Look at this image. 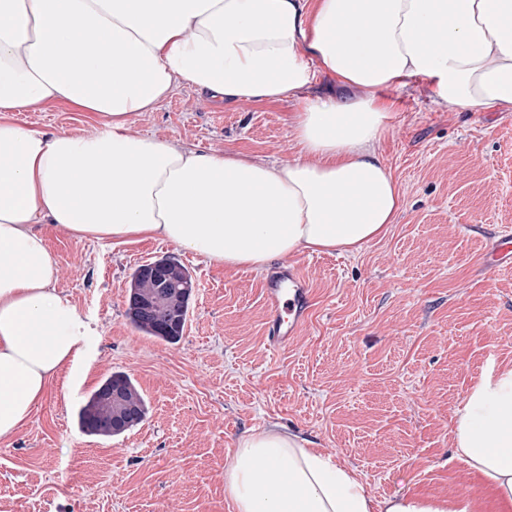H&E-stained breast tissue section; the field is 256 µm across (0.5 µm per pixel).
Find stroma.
<instances>
[{
	"mask_svg": "<svg viewBox=\"0 0 512 512\" xmlns=\"http://www.w3.org/2000/svg\"><path fill=\"white\" fill-rule=\"evenodd\" d=\"M378 147L404 207L356 252L295 263L313 306L288 348L272 351L265 272L206 263L170 242L102 245L45 225L58 288L92 329L75 376L60 375L28 422L0 442V512H235L224 471L245 431L276 425L354 468L376 500L418 495L496 512L482 481L452 457L454 413L490 369L512 368V268H488L494 233L512 227V112H449L413 81ZM287 103H224L178 84L133 133L261 163L298 158ZM43 132L84 135L90 113L21 112ZM171 256L194 288L182 339L126 317L130 275ZM268 269V270H269ZM129 374L146 419L108 440L83 434L82 405Z\"/></svg>",
	"mask_w": 512,
	"mask_h": 512,
	"instance_id": "1",
	"label": "stroma"
}]
</instances>
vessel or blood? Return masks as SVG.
Returning <instances> with one entry per match:
<instances>
[{
	"label": "vessel or blood",
	"instance_id": "obj_1",
	"mask_svg": "<svg viewBox=\"0 0 512 512\" xmlns=\"http://www.w3.org/2000/svg\"><path fill=\"white\" fill-rule=\"evenodd\" d=\"M489 254V266L512 265L511 229L496 235ZM264 299L271 312L266 323L270 346H288L306 324L312 308L311 291L298 268L288 266L270 275L265 281Z\"/></svg>",
	"mask_w": 512,
	"mask_h": 512
}]
</instances>
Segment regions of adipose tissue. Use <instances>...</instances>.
<instances>
[{
	"label": "adipose tissue",
	"mask_w": 512,
	"mask_h": 512,
	"mask_svg": "<svg viewBox=\"0 0 512 512\" xmlns=\"http://www.w3.org/2000/svg\"><path fill=\"white\" fill-rule=\"evenodd\" d=\"M338 85L325 92L321 80ZM420 80L451 112L512 110V0H0V441L75 371L91 334L57 288L42 224L81 240L170 241L208 263L263 269L300 251H356L403 207L375 147ZM228 102L294 104L285 165L129 130L178 82ZM63 104L93 134L30 130ZM452 455L512 512V368L455 413ZM236 512H448L378 502L356 470L297 434L243 435L224 472Z\"/></svg>",
	"instance_id": "adipose-tissue-1"
}]
</instances>
